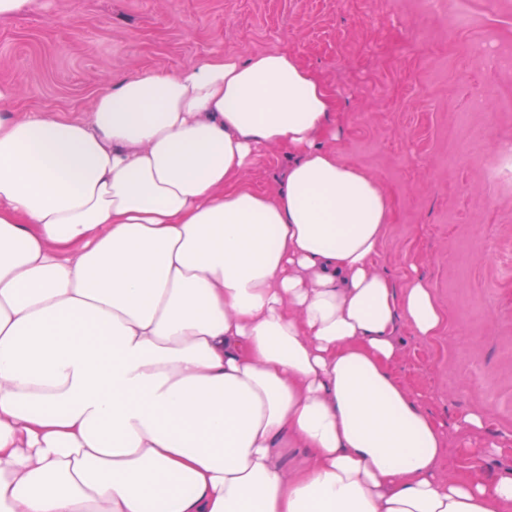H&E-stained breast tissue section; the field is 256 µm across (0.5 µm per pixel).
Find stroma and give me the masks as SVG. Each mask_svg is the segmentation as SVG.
Returning <instances> with one entry per match:
<instances>
[{"instance_id": "35a3bbf8", "label": "stroma", "mask_w": 512, "mask_h": 512, "mask_svg": "<svg viewBox=\"0 0 512 512\" xmlns=\"http://www.w3.org/2000/svg\"><path fill=\"white\" fill-rule=\"evenodd\" d=\"M273 50L332 88L337 157L390 198L376 268L433 289L443 325L394 371L448 430L443 474L512 470V0H34L0 17V94L85 118L134 73Z\"/></svg>"}]
</instances>
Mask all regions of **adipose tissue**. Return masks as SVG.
<instances>
[{"label":"adipose tissue","mask_w":512,"mask_h":512,"mask_svg":"<svg viewBox=\"0 0 512 512\" xmlns=\"http://www.w3.org/2000/svg\"><path fill=\"white\" fill-rule=\"evenodd\" d=\"M288 51L0 107V512H512L393 370L443 316ZM287 149L274 190L243 182ZM302 448L286 467L279 451Z\"/></svg>","instance_id":"obj_1"}]
</instances>
